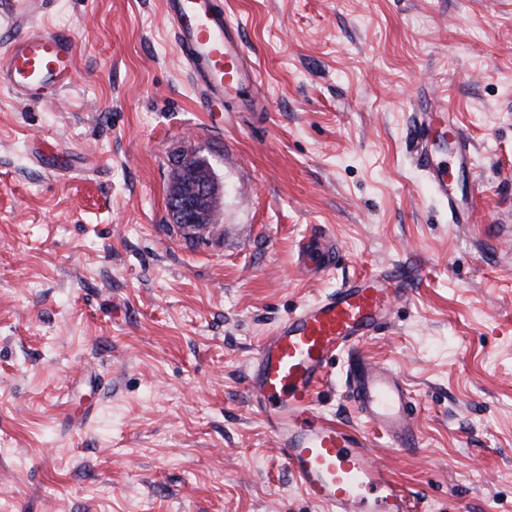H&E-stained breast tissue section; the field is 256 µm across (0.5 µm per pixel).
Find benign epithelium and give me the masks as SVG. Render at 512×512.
<instances>
[{"instance_id":"benign-epithelium-1","label":"benign epithelium","mask_w":512,"mask_h":512,"mask_svg":"<svg viewBox=\"0 0 512 512\" xmlns=\"http://www.w3.org/2000/svg\"><path fill=\"white\" fill-rule=\"evenodd\" d=\"M191 160L187 176L172 175L169 207L173 223L198 230L216 223L218 188L210 166L194 156Z\"/></svg>"}]
</instances>
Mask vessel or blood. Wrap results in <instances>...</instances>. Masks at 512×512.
Wrapping results in <instances>:
<instances>
[{
  "instance_id": "b4317fda",
  "label": "vessel or blood",
  "mask_w": 512,
  "mask_h": 512,
  "mask_svg": "<svg viewBox=\"0 0 512 512\" xmlns=\"http://www.w3.org/2000/svg\"><path fill=\"white\" fill-rule=\"evenodd\" d=\"M48 0H0V87L15 100L58 97L75 81V44L63 32L37 27ZM174 42L202 101L235 96L254 83L241 32L216 0H161ZM447 100L425 112L415 131L418 160L456 224L469 223L478 193L459 203L449 177L472 168L474 155L463 132L447 134ZM450 136L448 156L435 145ZM305 269L330 271L335 262L323 232L305 236L297 252ZM411 274L383 269L303 304L258 349L247 392L253 407L307 498L326 512H412L404 487L374 461L368 437L323 417L314 408L331 360L376 335L394 304L409 293ZM348 395L358 413L398 451L417 452L415 408L405 381L387 366L355 355Z\"/></svg>"
}]
</instances>
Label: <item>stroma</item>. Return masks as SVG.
Here are the masks:
<instances>
[{
  "mask_svg": "<svg viewBox=\"0 0 512 512\" xmlns=\"http://www.w3.org/2000/svg\"><path fill=\"white\" fill-rule=\"evenodd\" d=\"M255 67L202 111L159 0H53L62 99L0 90V512H324L247 395L296 307L390 266L413 293L359 349L408 385L420 449L358 414L339 353L316 409L368 435L417 512H512V0H220ZM474 146L478 221L416 162L420 98ZM217 227L174 224L182 154ZM339 246L295 266L313 230Z\"/></svg>",
  "mask_w": 512,
  "mask_h": 512,
  "instance_id": "stroma-1",
  "label": "stroma"
}]
</instances>
